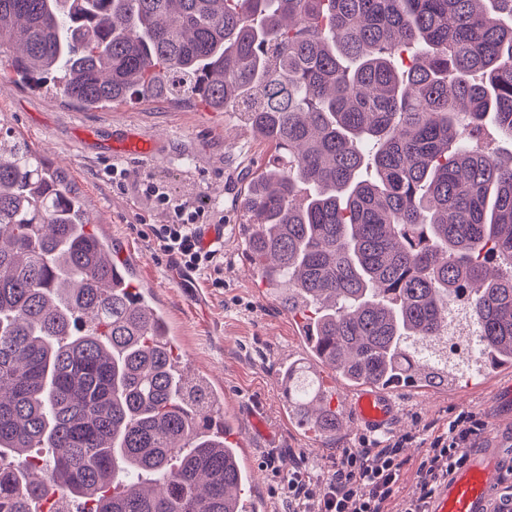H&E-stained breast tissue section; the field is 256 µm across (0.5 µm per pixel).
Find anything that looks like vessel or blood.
Listing matches in <instances>:
<instances>
[{
    "label": "vessel or blood",
    "mask_w": 512,
    "mask_h": 512,
    "mask_svg": "<svg viewBox=\"0 0 512 512\" xmlns=\"http://www.w3.org/2000/svg\"><path fill=\"white\" fill-rule=\"evenodd\" d=\"M116 150L141 156L151 155L153 142L134 129L116 135ZM349 418L366 434L386 433L397 417L389 392L365 386L349 400ZM512 436L489 435L482 445L468 449L463 466L442 482L431 496L428 512H512V502L497 496L504 467V450Z\"/></svg>",
    "instance_id": "1"
}]
</instances>
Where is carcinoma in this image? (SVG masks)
Returning a JSON list of instances; mask_svg holds the SVG:
<instances>
[{
	"label": "carcinoma",
	"mask_w": 512,
	"mask_h": 512,
	"mask_svg": "<svg viewBox=\"0 0 512 512\" xmlns=\"http://www.w3.org/2000/svg\"><path fill=\"white\" fill-rule=\"evenodd\" d=\"M0 65L98 108L199 99L276 159L241 191L246 253L352 384L512 366V0H0ZM68 176L0 138V512H233L220 407ZM465 303L467 362L440 347ZM288 414L339 428L294 364ZM50 448V457L28 454Z\"/></svg>",
	"instance_id": "carcinoma-1"
}]
</instances>
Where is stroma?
<instances>
[{
    "instance_id": "stroma-1",
    "label": "stroma",
    "mask_w": 512,
    "mask_h": 512,
    "mask_svg": "<svg viewBox=\"0 0 512 512\" xmlns=\"http://www.w3.org/2000/svg\"><path fill=\"white\" fill-rule=\"evenodd\" d=\"M134 128L154 137L148 160L112 149L113 128ZM0 134L24 138L64 169L101 218L96 230L112 242V253L134 271L169 320L175 352L189 372L209 378L240 416L235 437L247 438L258 457L275 454L281 470L304 464L311 476L326 477L338 450L359 447L362 432L342 423L328 437L299 427L289 417L280 392V370L305 355L295 318L270 297L252 273L234 202L247 164H266L272 152L250 131L199 100H130L116 108L85 109L0 75ZM111 164L137 177L149 176L177 197L208 200L224 207V285L189 278L157 252L150 227L165 216L149 200L112 187L100 174ZM512 384V369L500 375L466 378L448 387L411 386L394 395L395 427L381 443L400 442L403 481L390 508L403 500L435 432L460 411L478 413L486 424L512 428V406L498 402L497 385ZM262 409L270 435L249 422Z\"/></svg>"
}]
</instances>
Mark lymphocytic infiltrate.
Masks as SVG:
<instances>
[{
    "label": "lymphocytic infiltrate",
    "instance_id": "lymphocytic-infiltrate-1",
    "mask_svg": "<svg viewBox=\"0 0 512 512\" xmlns=\"http://www.w3.org/2000/svg\"><path fill=\"white\" fill-rule=\"evenodd\" d=\"M136 191L166 214L165 223L150 227L156 249L183 272L202 276L213 287H223L221 248L217 243L205 242L203 235L205 225L223 223V207L206 200H173L148 178L137 185ZM484 427L479 414L462 411L445 431L432 438L418 462L404 512H426L438 484L464 464L467 448ZM402 467L398 444L374 448L366 443L339 450L328 478H313L296 466L282 475L280 486L288 512H309L313 501L318 502L319 512H389Z\"/></svg>",
    "mask_w": 512,
    "mask_h": 512
}]
</instances>
